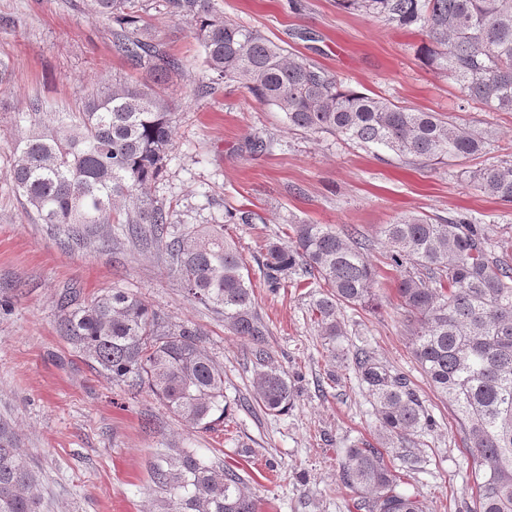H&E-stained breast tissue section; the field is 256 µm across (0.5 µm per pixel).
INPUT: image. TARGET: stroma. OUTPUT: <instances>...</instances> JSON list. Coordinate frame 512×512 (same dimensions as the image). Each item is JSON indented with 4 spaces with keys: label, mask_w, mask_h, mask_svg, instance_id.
<instances>
[{
    "label": "stroma",
    "mask_w": 512,
    "mask_h": 512,
    "mask_svg": "<svg viewBox=\"0 0 512 512\" xmlns=\"http://www.w3.org/2000/svg\"><path fill=\"white\" fill-rule=\"evenodd\" d=\"M210 3L343 86L493 130L494 138L485 153L460 162L405 164L330 133L288 130L283 113L231 82L195 98L192 89L210 75L190 22L165 0H146L142 17L154 41L183 63L165 87L175 129L150 195L170 207V231L220 224L242 255L270 329L266 349L295 390L287 413L267 414L253 407L251 345L225 326L220 310L187 294L163 245L132 243L117 224L75 245L26 214L7 170L13 142L29 128L32 101L40 100L41 116L50 120L79 111L92 90L144 75L115 51L112 27L96 20L92 0H0V62L9 67L0 84V418L42 479V512H157L151 469L173 448L240 473L260 512H351L361 493L340 480L346 451L377 445L382 436L353 362L359 347L403 373L434 420L406 447L385 453L401 491L426 512H472L473 458L411 353L380 229L408 212L465 217L484 225L492 257L512 263V203L484 196L463 175L512 157V112L465 101L424 59L422 34L337 0ZM258 136L266 148L256 153L250 143ZM235 210L259 219L226 223ZM294 221L352 229L372 243L367 256L382 305L341 309L346 334L332 351L322 344L308 289L288 282L272 293L260 278L268 241L290 232ZM114 288L135 294L168 324L200 329L203 347L224 368L221 430L192 429L148 392L112 383L62 335L66 291L87 301Z\"/></svg>",
    "instance_id": "1"
}]
</instances>
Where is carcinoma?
I'll return each mask as SVG.
<instances>
[{
    "mask_svg": "<svg viewBox=\"0 0 512 512\" xmlns=\"http://www.w3.org/2000/svg\"><path fill=\"white\" fill-rule=\"evenodd\" d=\"M425 34L422 47L467 101L512 112V0H339ZM189 17L212 81H232L282 112L290 130L326 132L382 148L408 163L445 164L482 154L489 132L434 112L398 107L346 90L327 70L289 54L258 32L214 13L209 0H169ZM94 15L117 26V51L142 82L115 81L87 95L81 111L15 141L9 177L27 211L67 240L84 244L101 224L118 223L136 242L160 240L172 214L149 193L162 177L173 136V107L162 91L181 61L139 25L138 0H94ZM480 193L512 203V161L463 171ZM290 244L268 243L260 274L271 292L305 278L323 292L312 313L325 345L344 335L338 312L375 299L376 271L354 232L294 224ZM398 272L396 294L407 336L430 385L448 404L476 462L473 512H512V266L492 258L485 229L466 218L437 222L408 214L381 228ZM184 288L224 313V323L253 345L255 402L266 413L293 405L288 375L266 365L267 324L256 310L249 273L224 225L186 228L165 244ZM70 311L64 336L112 377L147 389L182 421L210 430L224 419V367L201 346L192 325L168 326L136 296L114 288ZM357 375L373 397L383 448H351L340 479L362 492L358 512H424L397 490L383 449L398 448L431 425L410 380L365 348ZM161 512H258L237 471L177 448L155 465ZM39 481L0 420V512H41Z\"/></svg>",
    "mask_w": 512,
    "mask_h": 512,
    "instance_id": "carcinoma-1",
    "label": "carcinoma"
}]
</instances>
